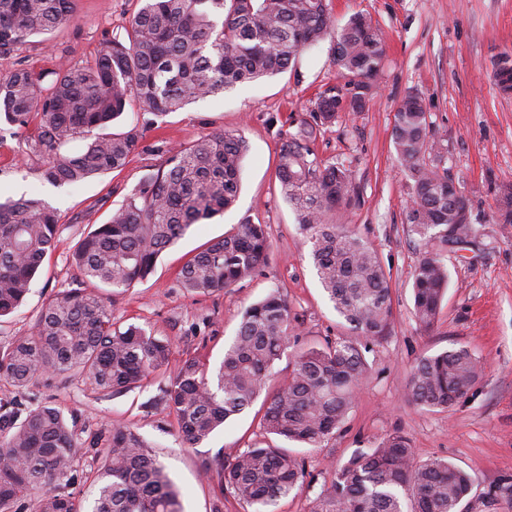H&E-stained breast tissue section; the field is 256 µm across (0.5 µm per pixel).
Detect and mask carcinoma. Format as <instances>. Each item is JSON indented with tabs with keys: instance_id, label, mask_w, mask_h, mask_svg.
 Instances as JSON below:
<instances>
[{
	"instance_id": "1",
	"label": "carcinoma",
	"mask_w": 512,
	"mask_h": 512,
	"mask_svg": "<svg viewBox=\"0 0 512 512\" xmlns=\"http://www.w3.org/2000/svg\"><path fill=\"white\" fill-rule=\"evenodd\" d=\"M124 35L105 39L80 68L62 65L49 84L20 67L0 76V121L36 134L20 145L42 158L41 177L57 185L83 182L124 168L143 138L131 124H110L136 104L156 117L238 85L272 77L295 65L301 53L329 40L333 62L348 78L346 92L328 85L309 118L282 134L276 177L310 244L321 286L337 315L366 344L338 337L300 351L288 381L266 400L259 425L269 435L322 446L344 425L367 378L369 342L383 340L392 317L389 276L371 245L329 222L331 213L359 201L355 171L325 160L311 146L336 122L339 103L361 112L377 94L385 57L379 26L364 13L341 25L330 0H140ZM73 0H0V58L38 34L68 24ZM499 91L512 81V54L496 63ZM431 122L421 100L405 98L395 110L394 149L411 188L410 232L423 252L413 272V315L430 330L448 288L444 253L476 234L461 209L467 205L448 172L426 161ZM76 140L85 146L72 152ZM245 137L205 133L169 151L134 187L109 220L72 252L79 287L51 297L31 332L0 346V376L24 389L38 376L82 377L101 392L120 393L160 376V395L147 404L173 415L188 446L207 440L248 410L273 375L295 332V317L279 290L245 308L224 359L213 372L196 356L170 368L174 341L112 318L106 292L116 297L148 278L161 253L195 224L234 206L240 191ZM56 211L22 195L0 201V317L17 310L51 252ZM265 225L244 221L208 244L180 269L182 288L222 291L252 278L265 263ZM481 375L479 359L460 346L420 358L412 367L408 397L426 408H451ZM84 450L75 427L44 403L20 416L0 415V512H81L65 491ZM219 491L228 490L254 512H274L300 489L304 461L286 448L250 446L216 464ZM473 483L444 458L419 462L408 440L390 434L336 469L312 512H469ZM512 499V484L488 489L492 506ZM92 512H182L180 491L148 443L126 424L112 427L97 473Z\"/></svg>"
}]
</instances>
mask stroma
I'll use <instances>...</instances> for the list:
<instances>
[{
    "mask_svg": "<svg viewBox=\"0 0 512 512\" xmlns=\"http://www.w3.org/2000/svg\"><path fill=\"white\" fill-rule=\"evenodd\" d=\"M331 7L342 24L355 13L369 14L385 36L376 97L365 111L340 112L314 149L322 158L350 164L356 173L360 201L339 210L334 221L357 231L376 250L390 277L393 309L388 337L369 346V374L342 430L323 447L309 448L266 435L251 409L188 448L181 445L167 411L145 407L158 393L156 377L113 396L95 393L77 379L42 376L25 389L0 380V404L52 402L74 415L77 433L90 441L106 440L113 424L134 426L179 489L184 512H252L231 495L220 494L205 465L217 453L229 458L254 444L286 447L303 459V488L280 499L276 512H311L335 469L355 451L375 447L395 432L409 439L418 461L441 457L470 473L472 512H512L481 504L491 484L512 478V224L499 223L497 217L499 191L512 185V95H501L493 79L496 58L512 52V0H331ZM138 8V0H75L68 25L28 38L13 56L0 59V74L26 67L49 81L61 65L84 66L106 37L122 32ZM344 83L333 63V46L325 41L305 50L282 74L166 116L130 107L113 129L137 122L144 136L125 168L62 187L41 179L38 157L20 154L26 130L1 123L0 199L23 194L44 199L57 213L58 232L24 304L0 319V343L29 333L49 298L75 287L71 254L77 242L108 221L169 148L220 129L241 133L249 144L236 205L192 226L163 252L152 275L116 297L115 321L174 337L172 363L195 355L213 370L222 362L244 308L279 289L297 323L275 363L274 389L288 377L296 351L350 336L320 285L297 214L283 199L275 175L282 133L295 131L308 117L320 90ZM410 95L420 97L430 114L427 157L460 186L478 230L472 245L444 259L448 290L428 331L419 328L412 314V274L421 246L409 231V189L392 141L396 107ZM245 220L266 225L270 236L271 250L259 273L213 294L181 288L183 264ZM461 345L482 365L467 398L445 410L411 402L407 384L415 362ZM102 455L100 447L88 449L74 467L69 490L83 512L93 505Z\"/></svg>",
    "mask_w": 512,
    "mask_h": 512,
    "instance_id": "obj_1",
    "label": "stroma"
}]
</instances>
